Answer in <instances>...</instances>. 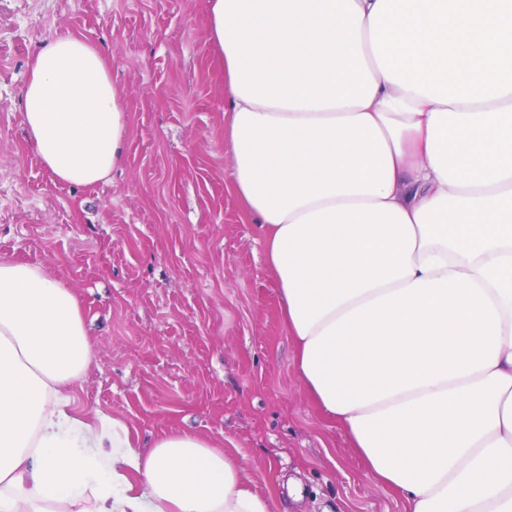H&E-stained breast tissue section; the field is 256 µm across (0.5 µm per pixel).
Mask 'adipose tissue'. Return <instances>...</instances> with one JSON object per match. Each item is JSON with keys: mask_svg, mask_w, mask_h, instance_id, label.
Returning <instances> with one entry per match:
<instances>
[{"mask_svg": "<svg viewBox=\"0 0 512 512\" xmlns=\"http://www.w3.org/2000/svg\"><path fill=\"white\" fill-rule=\"evenodd\" d=\"M229 178L299 377L410 512H512V0H209ZM112 62L33 55L22 123L59 181L124 159ZM82 304L0 258V512H272L195 433L75 414Z\"/></svg>", "mask_w": 512, "mask_h": 512, "instance_id": "obj_1", "label": "adipose tissue"}]
</instances>
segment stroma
Masks as SVG:
<instances>
[{
	"mask_svg": "<svg viewBox=\"0 0 512 512\" xmlns=\"http://www.w3.org/2000/svg\"><path fill=\"white\" fill-rule=\"evenodd\" d=\"M208 0H0V258L39 263L79 297L96 355L78 410L140 445L185 429L243 458L279 512H407L344 427L309 398L263 241L229 191L224 72ZM75 34L112 59L125 158L90 186L56 180L21 122L29 62Z\"/></svg>",
	"mask_w": 512,
	"mask_h": 512,
	"instance_id": "35a3bbf8",
	"label": "stroma"
}]
</instances>
